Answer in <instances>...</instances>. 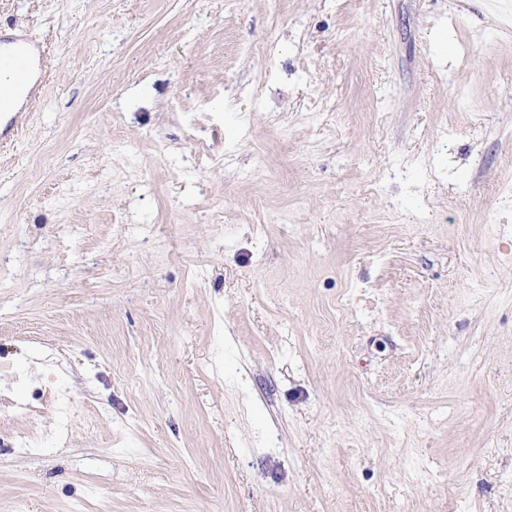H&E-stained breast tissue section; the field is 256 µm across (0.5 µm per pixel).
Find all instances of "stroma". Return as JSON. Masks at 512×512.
Wrapping results in <instances>:
<instances>
[{"instance_id": "stroma-1", "label": "stroma", "mask_w": 512, "mask_h": 512, "mask_svg": "<svg viewBox=\"0 0 512 512\" xmlns=\"http://www.w3.org/2000/svg\"><path fill=\"white\" fill-rule=\"evenodd\" d=\"M0 28V512H512V10ZM0 72L6 74L8 79L0 82V109L2 103L14 91L22 85L26 79L25 55L22 51L10 54L0 52ZM27 86L24 84L21 88L14 91L8 104L4 107L5 112H20L27 98Z\"/></svg>"}]
</instances>
